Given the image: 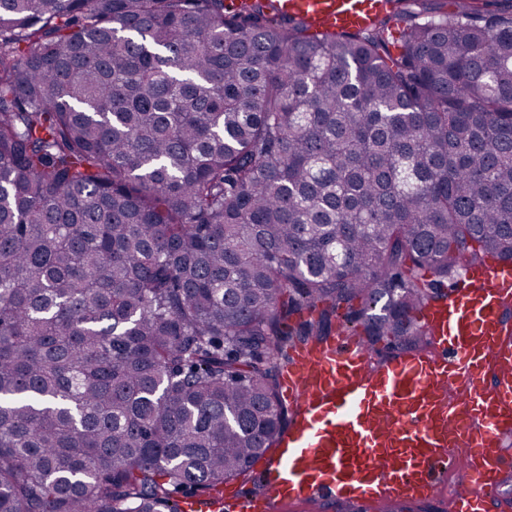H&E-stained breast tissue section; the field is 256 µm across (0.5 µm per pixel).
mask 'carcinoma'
<instances>
[{
	"label": "carcinoma",
	"mask_w": 512,
	"mask_h": 512,
	"mask_svg": "<svg viewBox=\"0 0 512 512\" xmlns=\"http://www.w3.org/2000/svg\"><path fill=\"white\" fill-rule=\"evenodd\" d=\"M387 2L0 0V512H183L288 428L291 351L422 350L512 262V0ZM273 5L280 16L304 17L314 32L365 28L389 9L385 0H274Z\"/></svg>",
	"instance_id": "1"
}]
</instances>
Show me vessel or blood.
Masks as SVG:
<instances>
[{
  "label": "vessel or blood",
  "mask_w": 512,
  "mask_h": 512,
  "mask_svg": "<svg viewBox=\"0 0 512 512\" xmlns=\"http://www.w3.org/2000/svg\"><path fill=\"white\" fill-rule=\"evenodd\" d=\"M277 14L312 31H354L389 8L387 0H273ZM512 271L495 262L468 267L446 301L420 320L427 351L376 361L359 337L297 350L282 394L293 420L266 456L257 495H235L231 512H277L309 500L415 505L447 474L463 487L453 512H488L512 473ZM470 387L448 397L449 382Z\"/></svg>",
  "instance_id": "obj_1"
}]
</instances>
